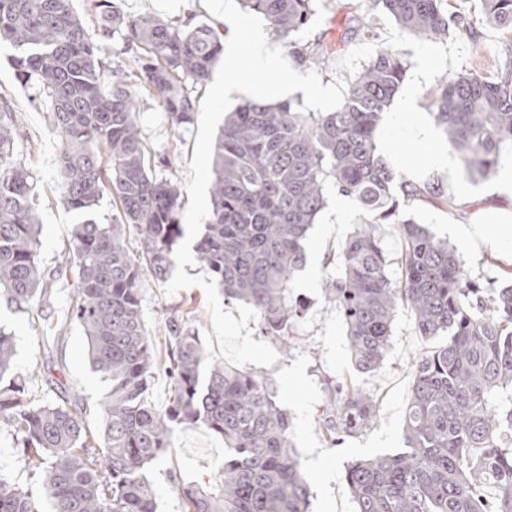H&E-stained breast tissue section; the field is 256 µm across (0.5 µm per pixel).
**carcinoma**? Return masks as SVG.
Instances as JSON below:
<instances>
[{"label": "carcinoma", "instance_id": "obj_1", "mask_svg": "<svg viewBox=\"0 0 512 512\" xmlns=\"http://www.w3.org/2000/svg\"><path fill=\"white\" fill-rule=\"evenodd\" d=\"M89 27L71 0H0V43L14 50L24 81H34L60 139L61 193L83 216L70 233L61 274L71 273V316L87 341L92 369L110 383L103 428L89 434L67 401L35 404L31 378L0 386V424L14 431L21 459L39 474L51 512H158L146 470L170 452L178 426L224 438L220 488H180L184 512H308L310 486L289 437L276 388L254 373L207 358L186 312L165 321L170 364L168 405L145 400L155 349L141 309V282L167 278L184 230L180 188L154 174L138 126L140 99L158 102L170 122L193 120L196 86L223 52L224 26L126 16L111 0H90ZM269 22L288 53L318 68L353 33H376V8L408 35L445 39L472 26L448 0H370L341 34L314 44L298 33L318 0H244ZM486 22L512 31V0H480ZM135 49L134 67L106 72L107 41ZM408 64L381 48L354 75L333 112H305L291 99H250L218 135L212 157L211 209L196 244L228 300L260 317L263 334L284 347L306 309L293 297L301 242L326 205L332 180L363 214L336 253L341 276L324 288L346 325L356 369L379 370L395 312L405 308L420 336L447 342L412 369L405 448L351 462L344 475L355 512H512V285L482 288L448 242L414 220L422 205L452 200L426 182L396 175L377 151L376 132L403 84ZM430 105L463 172L488 179L512 154V40L488 74L462 71L439 82ZM18 124L0 94V298L19 310L56 294L38 263L34 179L14 158ZM112 196L118 214L95 207ZM381 224L402 243L401 278L387 272ZM14 336L0 328V382L12 373ZM332 435L359 433L376 416L361 389L336 386ZM0 512H43L40 502L0 478Z\"/></svg>", "mask_w": 512, "mask_h": 512}]
</instances>
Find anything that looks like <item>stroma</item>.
Segmentation results:
<instances>
[{
  "label": "stroma",
  "instance_id": "stroma-1",
  "mask_svg": "<svg viewBox=\"0 0 512 512\" xmlns=\"http://www.w3.org/2000/svg\"><path fill=\"white\" fill-rule=\"evenodd\" d=\"M128 15H156L193 25L215 24L204 0H115ZM354 0H321L316 14L299 34L302 42L315 41L334 29L352 10ZM450 8L469 15L472 33H457L447 40L418 39L400 30L394 20L382 18L371 45L392 46L409 64L407 77L415 79L429 69L428 79L418 92L420 111H427L430 93L444 79L467 69L488 73L496 61L507 35L482 19L480 0H450ZM13 49L0 45V94L14 103L20 136L14 155L31 170L37 212L41 223L39 265L45 276L56 279L58 292L51 303H32L21 312L0 300V326L16 339L14 372L32 376L29 396L33 403L66 399L81 412L91 432L102 424V407L110 391L108 381L92 370L87 356L86 338L79 324L70 317L69 278L59 276L70 230L79 217L62 202L58 178L60 142L53 132L42 103L33 100L32 91L18 80L13 65ZM138 123L147 146L155 156L166 155L170 167L157 169V176L185 184L198 133L197 124L174 127L155 100L143 99ZM389 159L398 173H411L453 196L450 208L422 206L414 215L439 237L457 248L467 264L471 279L488 288L512 284V242L493 247L468 246L454 232L465 224L478 235L494 237L500 223L512 225V189L502 188L499 175L474 182L465 178L461 164L438 167L417 164L413 155L393 153ZM360 210L350 203L335 226H328L327 213H320L304 243L306 262L293 276L291 287L308 307L304 320L296 327L292 347L276 345L277 362L255 367L254 372L277 389L281 404L291 417L290 437L300 456L310 484L309 512H354V503L345 488L347 465L356 459L393 454L404 446L403 424L410 397L413 361L444 344V337L426 338L416 333L410 312L399 311L390 347L382 369L373 374L358 372L352 365L343 321L335 306L327 302L322 289L326 281L341 274L331 256L339 243L353 230ZM164 282L148 278L141 285L142 314L155 335L157 362L147 398L156 408L167 404L171 384L165 368L164 323L168 312L178 308L190 312L197 335L212 328L211 313L203 290L192 286L175 295L164 293ZM362 389L376 400L377 415L370 428L339 443L328 441L325 421L329 416L330 387ZM224 440L203 428L176 429L168 456L155 463L148 478L154 489L159 512H182L179 489L187 483L211 486L221 477L224 465ZM0 474L23 489L43 494L41 479L24 465L15 446V435L0 426Z\"/></svg>",
  "mask_w": 512,
  "mask_h": 512
}]
</instances>
